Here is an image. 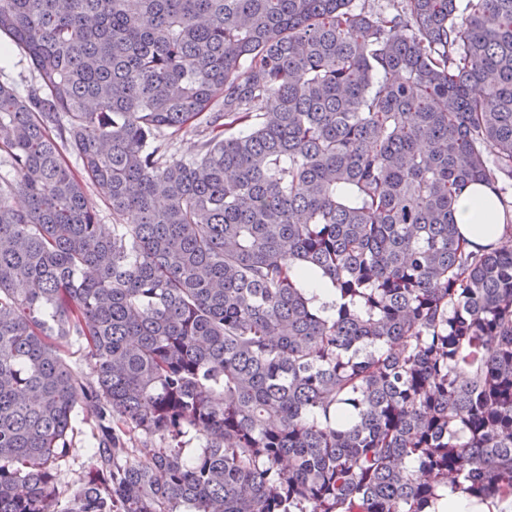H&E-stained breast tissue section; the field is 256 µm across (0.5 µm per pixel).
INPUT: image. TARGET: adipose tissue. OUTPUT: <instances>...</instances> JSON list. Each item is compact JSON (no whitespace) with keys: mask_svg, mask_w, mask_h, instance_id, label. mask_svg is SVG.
Returning a JSON list of instances; mask_svg holds the SVG:
<instances>
[{"mask_svg":"<svg viewBox=\"0 0 512 512\" xmlns=\"http://www.w3.org/2000/svg\"><path fill=\"white\" fill-rule=\"evenodd\" d=\"M455 208L458 231L471 249L498 243L504 228V212L491 186L482 182L469 185Z\"/></svg>","mask_w":512,"mask_h":512,"instance_id":"ef3b65f1","label":"adipose tissue"}]
</instances>
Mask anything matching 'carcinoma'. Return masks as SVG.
<instances>
[{
	"mask_svg": "<svg viewBox=\"0 0 512 512\" xmlns=\"http://www.w3.org/2000/svg\"><path fill=\"white\" fill-rule=\"evenodd\" d=\"M0 40L36 72L0 83V512L512 503V218L454 221L474 182L512 212V0H0ZM455 208L458 231L469 242V249L498 243L504 228V212L491 186L483 182L469 185ZM83 413L74 422V433L70 437V448L56 470L59 491V510L68 505L73 491L80 485L93 466L92 444L96 431L92 422L83 420ZM435 509V511H434ZM432 512H497L491 500L480 502L463 488H444L438 491Z\"/></svg>",
	"mask_w": 512,
	"mask_h": 512,
	"instance_id": "cac0c4a2",
	"label": "carcinoma"
}]
</instances>
